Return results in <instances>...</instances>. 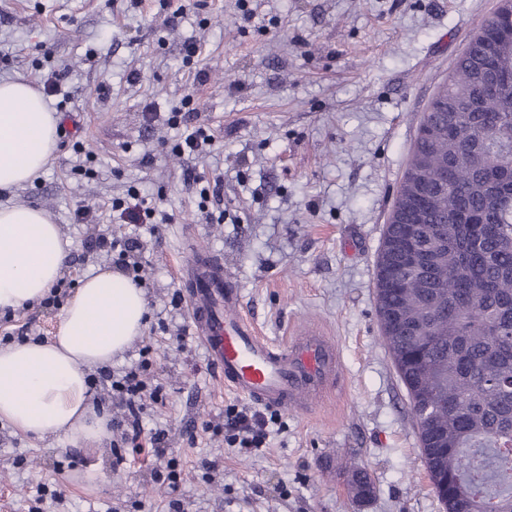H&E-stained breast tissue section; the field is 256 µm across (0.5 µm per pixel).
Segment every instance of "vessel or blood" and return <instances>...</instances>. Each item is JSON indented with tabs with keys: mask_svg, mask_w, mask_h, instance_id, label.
<instances>
[{
	"mask_svg": "<svg viewBox=\"0 0 512 512\" xmlns=\"http://www.w3.org/2000/svg\"><path fill=\"white\" fill-rule=\"evenodd\" d=\"M181 277L195 331L226 387L264 406L307 410L339 380L340 350L321 329L297 331L284 346L257 336L221 257L194 249Z\"/></svg>",
	"mask_w": 512,
	"mask_h": 512,
	"instance_id": "b4317fda",
	"label": "vessel or blood"
}]
</instances>
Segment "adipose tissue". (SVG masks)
<instances>
[{"label": "adipose tissue", "mask_w": 512, "mask_h": 512, "mask_svg": "<svg viewBox=\"0 0 512 512\" xmlns=\"http://www.w3.org/2000/svg\"><path fill=\"white\" fill-rule=\"evenodd\" d=\"M57 113L25 83L0 82V192L32 181L57 148ZM72 243L43 209L0 206V310L33 308L62 276ZM144 292L122 273L86 275L51 338L0 347V422L97 452L108 417L91 400L88 372L141 335Z\"/></svg>", "instance_id": "1"}]
</instances>
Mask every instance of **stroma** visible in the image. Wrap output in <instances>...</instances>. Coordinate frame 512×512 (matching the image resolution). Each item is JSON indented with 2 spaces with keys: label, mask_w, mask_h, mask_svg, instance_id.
I'll use <instances>...</instances> for the list:
<instances>
[{
  "label": "stroma",
  "mask_w": 512,
  "mask_h": 512,
  "mask_svg": "<svg viewBox=\"0 0 512 512\" xmlns=\"http://www.w3.org/2000/svg\"><path fill=\"white\" fill-rule=\"evenodd\" d=\"M0 0V81L41 89L63 75L59 148L45 172L0 205L46 210L73 251L63 276L111 266L86 252L98 230L128 233L113 199L137 187L173 214L159 233L138 230L148 319L119 368L150 348L165 404L149 409L167 434L165 457L114 466L111 443L91 454L64 439L0 423V512H445L431 488L405 387L381 334L376 261L422 116L470 36L499 0ZM197 43L195 67L184 46ZM108 94H100V87ZM196 92L216 141L179 157L169 112ZM222 178L219 201H201L188 175ZM96 223L79 224L77 204ZM224 259L242 310L262 336L285 343L316 326L343 353L341 378L315 408L279 411L267 448L243 453L223 434L224 387L196 334L177 272L189 246ZM60 307L0 315V339L52 334ZM188 329L186 350L176 348ZM197 428L188 442L186 431ZM175 459L177 495L154 469ZM216 461L214 472L202 459ZM371 497L356 498L354 470ZM60 485L61 504H35L37 484Z\"/></svg>",
  "instance_id": "stroma-1"
}]
</instances>
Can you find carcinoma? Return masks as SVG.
<instances>
[{"mask_svg":"<svg viewBox=\"0 0 512 512\" xmlns=\"http://www.w3.org/2000/svg\"><path fill=\"white\" fill-rule=\"evenodd\" d=\"M420 189L385 227L376 263L382 335L446 512H512V23L469 39L421 120L400 186ZM355 495L372 493L353 474Z\"/></svg>","mask_w":512,"mask_h":512,"instance_id":"1","label":"carcinoma"}]
</instances>
